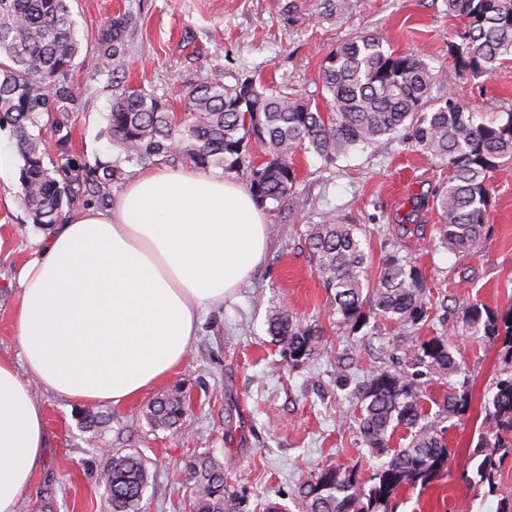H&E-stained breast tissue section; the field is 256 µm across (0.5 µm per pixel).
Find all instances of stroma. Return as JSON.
I'll return each instance as SVG.
<instances>
[{"label":"stroma","mask_w":512,"mask_h":512,"mask_svg":"<svg viewBox=\"0 0 512 512\" xmlns=\"http://www.w3.org/2000/svg\"><path fill=\"white\" fill-rule=\"evenodd\" d=\"M82 44L95 49L109 19L124 16L122 48L107 71L76 67L77 94L71 152L79 163L119 165L112 183L120 192L140 167L126 162L105 134L106 116L120 88L142 89L180 108L190 86L219 78L227 85H257L324 106L325 58L363 34L422 57L440 81L432 97L450 93L480 119L512 109V62L479 78L454 68L448 40L462 22L446 0H351L342 16L327 15L321 0H71ZM294 196L266 204L269 247L252 280L201 317L198 334L174 375L125 405L98 407V427L86 428L89 408L36 389L47 432L42 469L22 494L20 512H105V470L112 456L138 453L149 484L141 512H191L185 463L209 453L224 466L241 512H301L300 484L321 469L357 467L369 480L379 465L363 446L354 418V393L376 370L432 336L447 337L462 367L453 376L422 378L423 407L444 430L452 454L426 487L403 486L391 512H496L512 494V461H504L492 495L468 492L460 476L473 470L471 450L486 425L484 401L499 373L498 346L462 325L455 302L475 300L495 312L512 310V170L491 178L489 232L467 251L442 246L439 210L432 196L448 176L406 134L386 135L335 163L307 152L295 158ZM17 172L0 177V355L21 361L13 324L19 272L34 256L45 226L33 223L20 200ZM337 218L380 264L390 251L410 261L425 281L429 318L419 325L370 320L359 330L339 323L331 297L314 275L305 243L311 225ZM288 310L318 328L313 355L289 361L267 332L270 309ZM468 384L462 415L442 412L449 387ZM183 389L189 411L172 432L153 428L148 405Z\"/></svg>","instance_id":"obj_1"}]
</instances>
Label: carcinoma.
Returning a JSON list of instances; mask_svg holds the SVG:
<instances>
[{
  "instance_id": "obj_1",
  "label": "carcinoma",
  "mask_w": 512,
  "mask_h": 512,
  "mask_svg": "<svg viewBox=\"0 0 512 512\" xmlns=\"http://www.w3.org/2000/svg\"><path fill=\"white\" fill-rule=\"evenodd\" d=\"M448 13L463 21L460 42L448 53L462 73L478 77L512 57V0H447ZM125 19H111L96 50L82 54L79 24L70 0H0V128L9 127L21 160V202L44 226L61 224L65 209L76 203L106 209L112 205V181L118 166H78L68 158L71 112L76 105L69 72L81 65L91 72L106 69L121 52ZM330 112H322L282 91L259 89L245 80L227 86L220 79L192 87L182 109L144 90L115 96L106 134L128 161L156 165L180 156L203 170L239 169L249 143L265 149V161L250 169L257 201L279 203L296 191L294 157L312 152L328 164L360 145L401 129L424 152L448 169L436 191L441 210L437 227L445 247L465 251L486 235L490 206L488 180L512 164V110L496 120L477 123L474 112L452 94L431 99L438 81L428 64L411 53L384 47L373 35L339 46L322 67ZM50 128L61 160L47 165L42 131ZM314 272L333 297L340 323L357 330L370 319L417 325L428 318L424 279L416 266L395 252L371 274L368 254L352 224H315L307 238ZM458 319L473 333L501 344L503 368L485 404L489 431L472 451L479 459L465 487L496 491V474L512 456V311L501 315L476 301L458 306ZM267 332L283 345L291 361L315 352L320 331L304 327L286 310L267 318ZM460 364L444 336H433L409 353L397 369L372 373L355 392L356 422L370 453L382 459L370 483L352 467H328L298 490L303 512H388L405 485H426L443 469L450 450L443 432L425 421L420 379L431 373L454 375ZM470 406L468 392L448 390L443 410L460 415ZM187 412L179 391L148 406L156 427H176ZM410 430L402 448L390 447L398 427ZM193 484L192 512H237V495L224 477V465L198 456L185 466ZM148 482L142 458H112L107 465V512H140Z\"/></svg>"
}]
</instances>
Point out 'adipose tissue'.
<instances>
[{
  "mask_svg": "<svg viewBox=\"0 0 512 512\" xmlns=\"http://www.w3.org/2000/svg\"><path fill=\"white\" fill-rule=\"evenodd\" d=\"M268 224L240 183L201 171L138 173L112 206L71 213L21 269L13 323L21 363L0 356V512L44 464V414L29 383L117 406L166 381L203 308L253 274Z\"/></svg>",
  "mask_w": 512,
  "mask_h": 512,
  "instance_id": "obj_1",
  "label": "adipose tissue"
}]
</instances>
